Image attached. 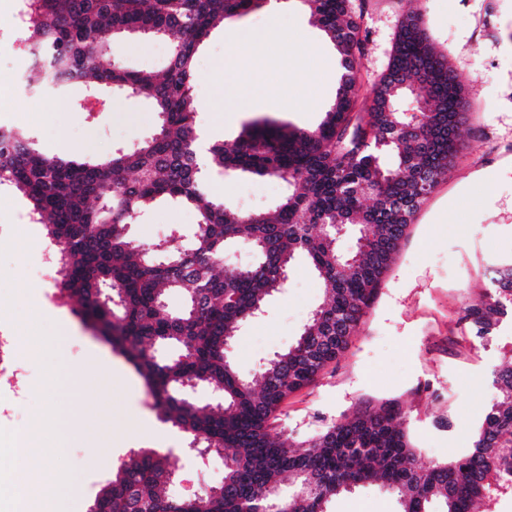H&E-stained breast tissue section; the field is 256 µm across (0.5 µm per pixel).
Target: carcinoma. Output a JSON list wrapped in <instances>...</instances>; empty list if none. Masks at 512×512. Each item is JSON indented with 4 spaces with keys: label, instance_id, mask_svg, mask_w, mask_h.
Returning <instances> with one entry per match:
<instances>
[{
    "label": "carcinoma",
    "instance_id": "cac0c4a2",
    "mask_svg": "<svg viewBox=\"0 0 512 512\" xmlns=\"http://www.w3.org/2000/svg\"><path fill=\"white\" fill-rule=\"evenodd\" d=\"M269 0H33L30 49L48 54L35 91L79 82L142 100L158 114L152 134L101 160L50 158L19 129L0 133V185L28 201L57 250L56 288L80 306L82 321L126 357L143 378L161 419L190 443L224 458V478L200 492L205 512H328L330 499L367 484L393 496L396 512H473L481 500L512 494V365L492 372L497 388L457 458L418 462L394 405L366 407L296 442L273 422L292 394L312 385L346 349L379 297L419 198V174L435 188L462 149L457 130L467 109L463 85L428 41L420 17L402 21L368 110L358 107L356 61L363 53L353 0H300L337 51L344 73L336 101L312 130L268 119L246 125L231 143L197 145L195 58L212 31ZM151 34L171 41L159 75L116 63L108 35ZM420 119L409 126L407 99ZM212 170L283 181L271 212L246 211L207 192ZM196 212L188 245L169 234L135 245L127 227L155 203ZM354 231L358 251L340 253L336 227ZM229 246L256 260L224 267ZM307 256L325 298L296 342L250 377L240 375L233 345L244 323L286 288L297 254ZM114 292L119 305L100 303ZM185 298L169 308L166 293ZM512 316V264L494 288L465 309L473 337H492ZM219 397L201 404L182 386ZM167 457L142 451L116 468L95 499L96 512H198L196 500L169 492Z\"/></svg>",
    "mask_w": 512,
    "mask_h": 512
}]
</instances>
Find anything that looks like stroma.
<instances>
[{"instance_id": "1", "label": "stroma", "mask_w": 512, "mask_h": 512, "mask_svg": "<svg viewBox=\"0 0 512 512\" xmlns=\"http://www.w3.org/2000/svg\"><path fill=\"white\" fill-rule=\"evenodd\" d=\"M362 18L364 52L356 67L361 99L385 70L398 26L409 11L420 12L430 43L446 55L465 91L468 108L460 127L463 149L448 175L420 206L394 257L385 285L347 350L315 385L288 398L276 421L296 440L334 422L348 420L364 401L398 400L404 426L421 461L464 455L487 405L496 397L491 372L512 364V325L486 341L474 338L462 316L485 291L490 268L512 262V0H354ZM259 30H287L294 39L288 55L305 58L312 44H322L320 27L300 0H282L280 17L261 8L225 22L212 31L196 57L194 96L203 136L231 141L251 120L266 117L279 124L311 129L335 99V49H327L317 93L322 108H312L302 91L290 84L275 55L254 59L258 82L237 87L238 111H221L225 73L218 64L235 46L234 25ZM166 40L132 36L112 45L114 55L133 71H160L167 59ZM85 86L37 101H20L0 92V123L18 126L34 138L39 150L62 159L103 157L118 146H130L150 135L158 115L145 102L125 97L104 112L87 114ZM212 194L244 210L272 208L285 194L284 184L270 177L212 173ZM28 205L12 190L0 188V225L16 224L20 233L0 237V320L12 323L28 340L18 354L28 367L20 414L0 426V435L19 430L38 442L59 436L58 424L43 415L54 399L82 439L57 450L54 467L64 478L57 493L65 512H89L111 481L117 464L134 453L154 450L167 456L178 481L174 493L183 499L220 484L224 461L216 456H187L186 434L163 423L141 376L124 385L111 378L110 364L125 358L69 315L61 327L51 305L32 308L26 291H54L42 277L43 225L26 223ZM196 214L190 208L157 205L130 225L129 238L143 244L164 238L171 225L191 236ZM322 290L303 261H296L287 286L272 297L260 316L249 319L235 352L239 371L248 376L274 353L294 344ZM86 366L81 394H70L62 363ZM330 512H394L392 497L369 487L342 493Z\"/></svg>"}]
</instances>
